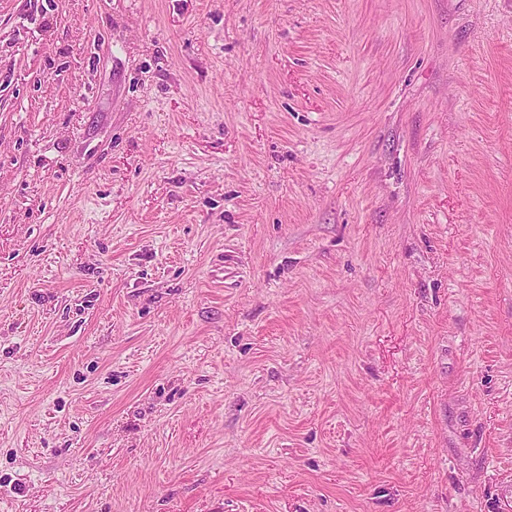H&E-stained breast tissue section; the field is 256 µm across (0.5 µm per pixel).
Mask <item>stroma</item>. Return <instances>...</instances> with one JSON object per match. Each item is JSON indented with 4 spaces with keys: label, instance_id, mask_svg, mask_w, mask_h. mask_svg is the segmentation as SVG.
<instances>
[{
    "label": "stroma",
    "instance_id": "35a3bbf8",
    "mask_svg": "<svg viewBox=\"0 0 512 512\" xmlns=\"http://www.w3.org/2000/svg\"><path fill=\"white\" fill-rule=\"evenodd\" d=\"M0 512H512V0H0Z\"/></svg>",
    "mask_w": 512,
    "mask_h": 512
}]
</instances>
